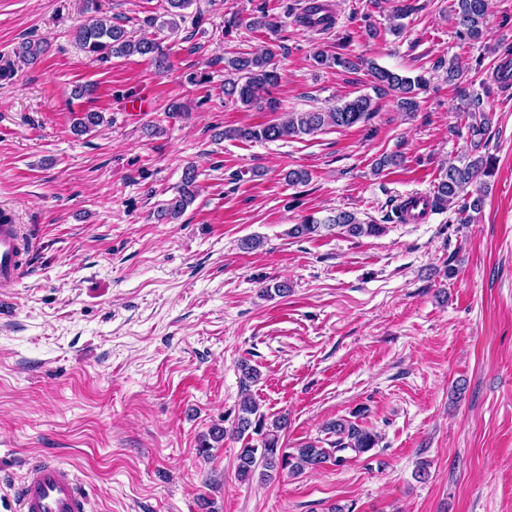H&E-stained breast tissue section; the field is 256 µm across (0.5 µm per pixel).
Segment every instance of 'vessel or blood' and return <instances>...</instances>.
Wrapping results in <instances>:
<instances>
[{
  "mask_svg": "<svg viewBox=\"0 0 512 512\" xmlns=\"http://www.w3.org/2000/svg\"><path fill=\"white\" fill-rule=\"evenodd\" d=\"M27 264L14 225H0V288L19 283ZM18 512H84L86 496L74 470L40 458L30 463L16 490Z\"/></svg>",
  "mask_w": 512,
  "mask_h": 512,
  "instance_id": "obj_1",
  "label": "vessel or blood"
}]
</instances>
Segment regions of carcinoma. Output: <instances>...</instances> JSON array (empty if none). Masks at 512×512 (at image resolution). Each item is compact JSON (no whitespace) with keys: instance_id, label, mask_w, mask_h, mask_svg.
<instances>
[{"instance_id":"obj_1","label":"carcinoma","mask_w":512,"mask_h":512,"mask_svg":"<svg viewBox=\"0 0 512 512\" xmlns=\"http://www.w3.org/2000/svg\"><path fill=\"white\" fill-rule=\"evenodd\" d=\"M83 2L86 19L76 28L74 39L86 54L105 61L114 57L138 55L149 58L159 70L171 67L169 53L164 50L160 41L146 37L137 38L123 25L100 15L98 0ZM195 2L196 0H166L165 13L159 20L151 19L150 24L157 26L160 32L174 34L186 22L185 10ZM454 12L457 34L460 37L470 41H480L487 37L488 0H455ZM298 22L307 28L329 30L335 25L332 5L326 0H308ZM245 23L256 29H271L276 26V21L268 14L267 5L263 4L258 7L256 15L247 19L234 16L225 21L224 34H229L230 28ZM44 53L45 48L32 41L21 43L18 49V56L29 62L38 60ZM276 57V50L267 45L262 49L239 52L225 59V67L232 73V77L224 79V97L227 101L249 110L279 111V101L273 96V89L282 79ZM315 62L321 66H339L346 70H356L365 64V60L360 57L333 54L324 50L316 54ZM368 69L378 93L392 97L399 110L414 112L418 109V95L427 85L425 77H410L371 62L368 63ZM466 111L471 115V122L467 126L470 141L477 149L481 147L489 129L490 114L484 110L482 101L476 96L468 99ZM372 112L373 99L362 94L338 103L324 112H286L274 121L225 130L218 133V136L248 142H271L312 135L327 125L348 129L369 120ZM107 124L109 121L102 112L88 110L73 113L72 131L77 136ZM493 169V159L490 156H479L467 162L461 160L457 164L448 163L443 168L440 182L430 194L432 211L443 212L455 203L458 205L457 213L462 215L460 223H469L471 213L481 209L485 188L476 190L474 195L467 188L477 182L478 178L492 175ZM195 181V169L189 166L185 169L182 186L161 204L159 212L171 219L179 218L196 197ZM334 227L342 228L354 237L376 236L383 232L382 225L361 222L353 213L340 210L325 218L308 215L302 223L293 225L290 234L296 238H313L320 235L322 230ZM241 370L244 377L243 391L235 425L229 431L220 428L211 431V437L216 442L223 440L228 432L245 441L236 456V474L240 480L258 478L262 482H269L280 474L298 475L328 462L338 465L345 461L341 453L352 452L360 455L378 445L379 438L371 430L353 421L338 419L325 425V434L333 437L328 442V447L325 448L321 441L314 440L288 450L280 442V432L286 426L287 418L279 417L271 422L267 421L266 415L260 412L259 404L249 393L250 384L259 380V372L246 363L241 365Z\"/></svg>"}]
</instances>
